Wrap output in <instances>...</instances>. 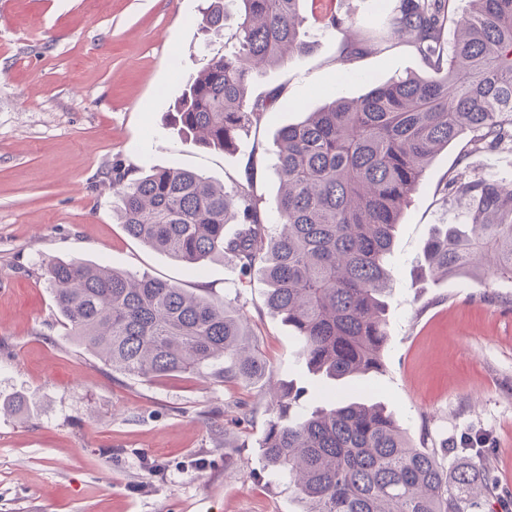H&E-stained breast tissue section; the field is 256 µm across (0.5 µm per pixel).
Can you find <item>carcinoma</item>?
Wrapping results in <instances>:
<instances>
[{"label":"carcinoma","mask_w":512,"mask_h":512,"mask_svg":"<svg viewBox=\"0 0 512 512\" xmlns=\"http://www.w3.org/2000/svg\"><path fill=\"white\" fill-rule=\"evenodd\" d=\"M303 0H208L202 23L235 30L185 81L170 114L201 145L229 150L283 91L252 96L254 75L310 49ZM452 0H395L392 33L423 57L431 75L374 83L282 127L272 168L275 201L245 180L216 184L180 166H112L116 212L127 234L188 265L221 257L268 284L267 306L297 338L308 372L340 381L382 368L386 298L396 224L435 156L467 135L473 149L512 143V0H469L444 34ZM354 21L334 12L322 28ZM502 179L461 173L446 194L468 204L467 224H439L423 247L421 273L476 274V258L512 282V190ZM237 225L234 234L224 233ZM46 276L69 335L130 378L213 368L222 382H248L266 365L229 302L176 283L78 259ZM292 384L274 393L278 414L261 442L266 465L288 478L301 512H479L489 476L462 462L448 472L439 452L415 445L379 403L321 398L303 403Z\"/></svg>","instance_id":"carcinoma-1"}]
</instances>
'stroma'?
Masks as SVG:
<instances>
[{
  "mask_svg": "<svg viewBox=\"0 0 512 512\" xmlns=\"http://www.w3.org/2000/svg\"><path fill=\"white\" fill-rule=\"evenodd\" d=\"M381 2L305 0L310 52L254 78L257 94L283 87L286 107L224 152L184 139L166 114L201 55L224 46L192 23L200 0H0V512H300L260 450L274 415L268 389L280 382L375 396L416 441L456 448L484 435L478 461L495 493L482 512H512V288L493 277L423 280L417 270L434 225L468 221L465 203L444 195L448 178L511 174V149L475 151L463 138L432 161L397 226L383 370L355 386L307 372L261 276L218 257L187 266L129 237L112 212V165L138 164L136 143L151 165L221 183L254 165L258 194L273 201L276 136L303 108L359 96L368 78L427 74L401 41L340 63L347 34L323 31L321 15L356 19L360 35L384 22ZM56 259L233 301L264 380L113 372L68 336L44 276Z\"/></svg>",
  "mask_w": 512,
  "mask_h": 512,
  "instance_id": "35a3bbf8",
  "label": "stroma"
}]
</instances>
